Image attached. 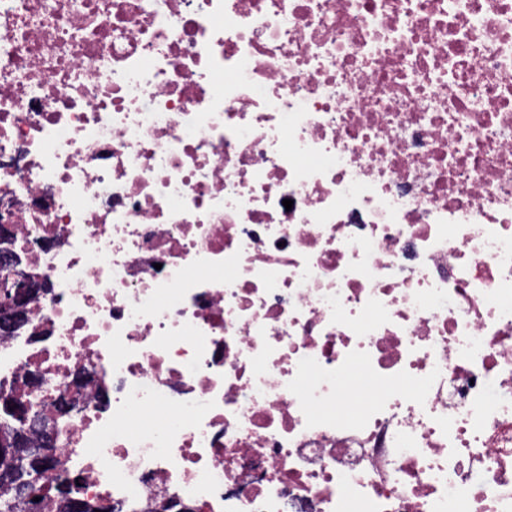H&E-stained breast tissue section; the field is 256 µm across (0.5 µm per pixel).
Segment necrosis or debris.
<instances>
[{"label": "necrosis or debris", "mask_w": 512, "mask_h": 512, "mask_svg": "<svg viewBox=\"0 0 512 512\" xmlns=\"http://www.w3.org/2000/svg\"><path fill=\"white\" fill-rule=\"evenodd\" d=\"M1 196L81 497L512 512V0H0ZM86 377V373H78L75 377V383L72 388L78 387L81 381ZM71 390V388L63 390L58 394L53 402V410L56 416H65V415H73L78 413L80 408L82 407L81 400L76 396L75 390Z\"/></svg>", "instance_id": "1"}]
</instances>
